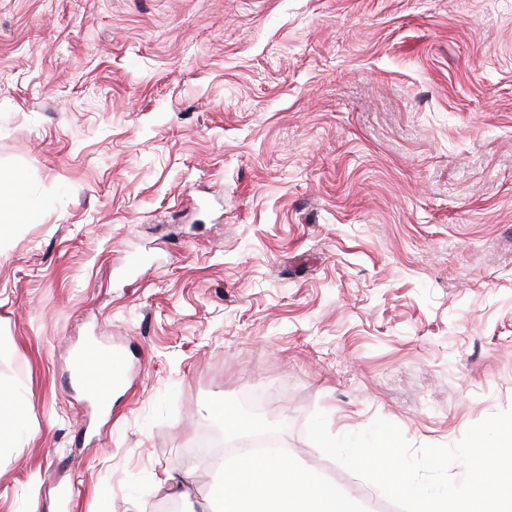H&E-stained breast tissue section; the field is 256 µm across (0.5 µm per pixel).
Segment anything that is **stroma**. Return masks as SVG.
I'll use <instances>...</instances> for the list:
<instances>
[{
	"mask_svg": "<svg viewBox=\"0 0 512 512\" xmlns=\"http://www.w3.org/2000/svg\"><path fill=\"white\" fill-rule=\"evenodd\" d=\"M125 380L94 408L87 339ZM0 512H206L215 423L512 408V0H0ZM21 407L15 405L12 395L0 389V446L4 440H11L23 415Z\"/></svg>",
	"mask_w": 512,
	"mask_h": 512,
	"instance_id": "1",
	"label": "stroma"
}]
</instances>
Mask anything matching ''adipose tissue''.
<instances>
[{
    "mask_svg": "<svg viewBox=\"0 0 512 512\" xmlns=\"http://www.w3.org/2000/svg\"><path fill=\"white\" fill-rule=\"evenodd\" d=\"M218 512H353L350 498L288 460L240 454L212 490Z\"/></svg>",
    "mask_w": 512,
    "mask_h": 512,
    "instance_id": "ef3b65f1",
    "label": "adipose tissue"
}]
</instances>
